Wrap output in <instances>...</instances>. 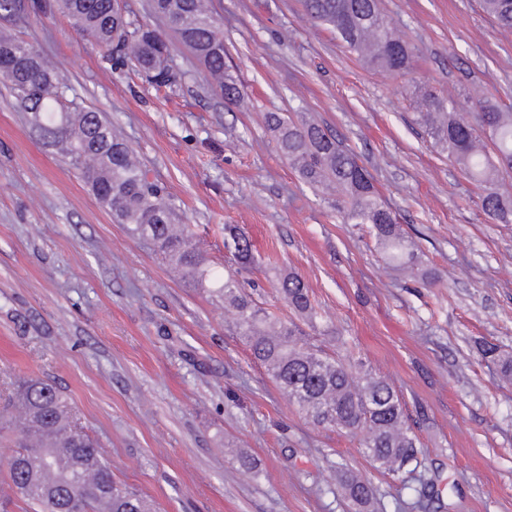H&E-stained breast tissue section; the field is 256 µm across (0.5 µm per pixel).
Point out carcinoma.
<instances>
[{
  "mask_svg": "<svg viewBox=\"0 0 512 512\" xmlns=\"http://www.w3.org/2000/svg\"><path fill=\"white\" fill-rule=\"evenodd\" d=\"M498 27L512 32V0H483ZM306 14L331 28L343 44L369 64L401 75L410 68L408 46L397 45L377 0H303ZM38 8L58 10L73 28L108 50L115 66L128 62L148 70L155 59L169 54L162 34L147 25L135 26L112 8V0H43ZM178 41L190 47L218 85L224 100L236 103L242 89L226 73L224 44L214 25L212 0H152ZM0 84L16 106L28 112L42 139L70 160L83 181L98 186L97 200L133 237L151 240L165 259L181 268L196 287L211 292L236 312V332L275 383L316 427L344 430L359 438L372 462L398 474L423 468L416 436L406 426L404 404L395 387L373 376L351 352L324 356L310 346L294 324L258 307L232 275L220 278L195 250L189 226L175 222L170 197L148 181L132 148L100 113L69 98L70 87L56 64L18 36L29 18L23 0H0ZM456 103L424 93L417 122L425 126L448 160L483 187L481 209L496 224H512V195L492 186L500 172L512 170V112L479 105V127L459 119ZM280 155L313 188L334 189L342 195L337 209L343 223L366 228L394 270L414 274L418 245L402 232L393 212L352 151L317 123L296 122L277 113L266 118ZM491 129L492 148L479 144L477 130ZM224 246L237 265L252 263L251 241L237 227H224ZM296 314L313 322L318 311L303 278L290 273L275 284ZM483 358L499 366L512 383V356H503L489 342ZM0 424L14 434V451L7 458L11 489L38 507V512H150L135 490L121 486L112 474L102 446L77 427L68 398L55 384L40 378L19 382L14 397L0 409ZM341 487L360 512L374 498L371 481L341 468ZM433 480L421 479L412 512L433 509Z\"/></svg>",
  "mask_w": 512,
  "mask_h": 512,
  "instance_id": "1",
  "label": "carcinoma"
}]
</instances>
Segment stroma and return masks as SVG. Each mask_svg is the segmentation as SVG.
<instances>
[{
  "label": "stroma",
  "mask_w": 512,
  "mask_h": 512,
  "mask_svg": "<svg viewBox=\"0 0 512 512\" xmlns=\"http://www.w3.org/2000/svg\"><path fill=\"white\" fill-rule=\"evenodd\" d=\"M379 5L411 50L405 75L350 53L302 0H213L237 105L177 41L176 81L160 91L135 64L112 67L63 14H32L20 35L120 129L212 267H232L224 227L238 225L256 249L239 284L286 322L295 314L273 285L304 278L319 317L303 333L329 354L348 342L396 386L441 512H512V385L479 352L490 341L512 355V224L483 213L410 94L454 99L471 123L483 101L512 112V33L482 0ZM270 112L355 151L441 287L398 275L343 223L334 195L280 156ZM19 376L61 385L116 479L155 512H355L341 463L371 480L384 512L417 495L416 477L377 470L357 438L300 417L236 335L234 310L130 237L0 86V404Z\"/></svg>",
  "instance_id": "stroma-1"
}]
</instances>
